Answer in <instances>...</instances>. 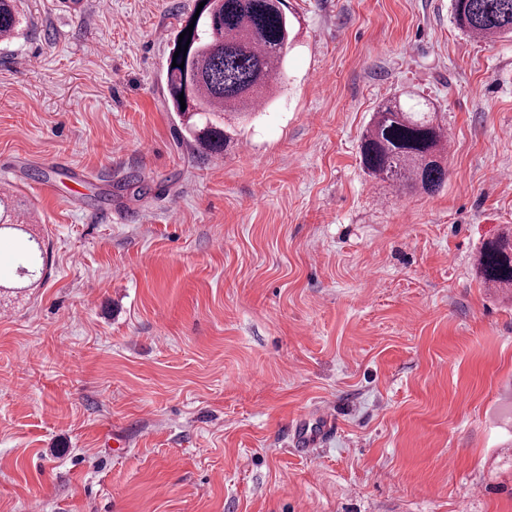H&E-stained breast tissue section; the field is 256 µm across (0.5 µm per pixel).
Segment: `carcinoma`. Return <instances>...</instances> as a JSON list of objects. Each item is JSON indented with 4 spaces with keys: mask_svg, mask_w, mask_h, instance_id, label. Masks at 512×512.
Returning <instances> with one entry per match:
<instances>
[{
    "mask_svg": "<svg viewBox=\"0 0 512 512\" xmlns=\"http://www.w3.org/2000/svg\"><path fill=\"white\" fill-rule=\"evenodd\" d=\"M201 2L198 18L190 16L180 26L182 31L193 26L191 42L173 41L167 98L194 149L219 157L233 141L224 121L248 117L257 101L266 103L274 95V79L293 44V24L284 0H196ZM450 12L470 36L492 41L512 35V0H450ZM19 25L16 0H0V42L11 40ZM180 44L188 51L176 57ZM358 156L366 174L397 191L432 194L448 173L443 119L428 99L400 90L378 105L360 137ZM25 259L27 278L43 273L39 243L26 247ZM474 269L483 284L512 291L511 224L482 243Z\"/></svg>",
    "mask_w": 512,
    "mask_h": 512,
    "instance_id": "carcinoma-1",
    "label": "carcinoma"
}]
</instances>
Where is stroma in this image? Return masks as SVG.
<instances>
[{
    "instance_id": "obj_1",
    "label": "stroma",
    "mask_w": 512,
    "mask_h": 512,
    "mask_svg": "<svg viewBox=\"0 0 512 512\" xmlns=\"http://www.w3.org/2000/svg\"><path fill=\"white\" fill-rule=\"evenodd\" d=\"M77 2L22 0L0 46V199L48 252L32 285L0 240V512H512V298L472 270L512 225V38L289 0L277 92L217 159L165 99L194 0ZM401 89L447 127L431 195L359 166Z\"/></svg>"
}]
</instances>
